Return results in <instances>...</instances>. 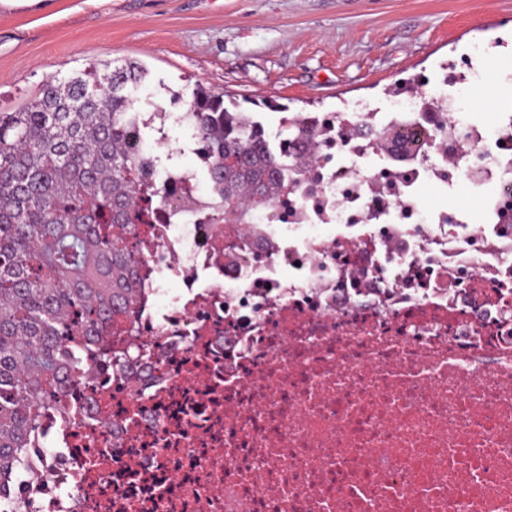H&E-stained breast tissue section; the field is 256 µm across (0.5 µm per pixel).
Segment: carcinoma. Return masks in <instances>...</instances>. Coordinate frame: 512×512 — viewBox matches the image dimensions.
Listing matches in <instances>:
<instances>
[{
  "mask_svg": "<svg viewBox=\"0 0 512 512\" xmlns=\"http://www.w3.org/2000/svg\"><path fill=\"white\" fill-rule=\"evenodd\" d=\"M146 77L136 62H104L0 111V492L42 409L112 357V320L135 308L143 197L170 194L142 181L162 156L134 146L149 135L136 129ZM240 111L201 84L185 102L212 188L206 207L230 224L288 190L284 154L312 143L285 117L290 135L273 144Z\"/></svg>",
  "mask_w": 512,
  "mask_h": 512,
  "instance_id": "cac0c4a2",
  "label": "carcinoma"
}]
</instances>
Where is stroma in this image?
Here are the masks:
<instances>
[{"mask_svg": "<svg viewBox=\"0 0 512 512\" xmlns=\"http://www.w3.org/2000/svg\"><path fill=\"white\" fill-rule=\"evenodd\" d=\"M477 56L512 84V0H0V110L93 60L148 71L155 111L195 83L225 99L292 112L389 103L397 80L438 82ZM474 117L512 108L485 79L465 93Z\"/></svg>", "mask_w": 512, "mask_h": 512, "instance_id": "35a3bbf8", "label": "stroma"}]
</instances>
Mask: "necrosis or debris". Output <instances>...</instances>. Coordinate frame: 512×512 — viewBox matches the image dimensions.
Returning <instances> with one entry per match:
<instances>
[{
    "label": "necrosis or debris",
    "instance_id": "1",
    "mask_svg": "<svg viewBox=\"0 0 512 512\" xmlns=\"http://www.w3.org/2000/svg\"><path fill=\"white\" fill-rule=\"evenodd\" d=\"M474 74L303 113L308 163L234 227L156 167L129 357L44 411L0 512H512V113L442 107ZM458 184L480 227L422 206Z\"/></svg>",
    "mask_w": 512,
    "mask_h": 512
}]
</instances>
